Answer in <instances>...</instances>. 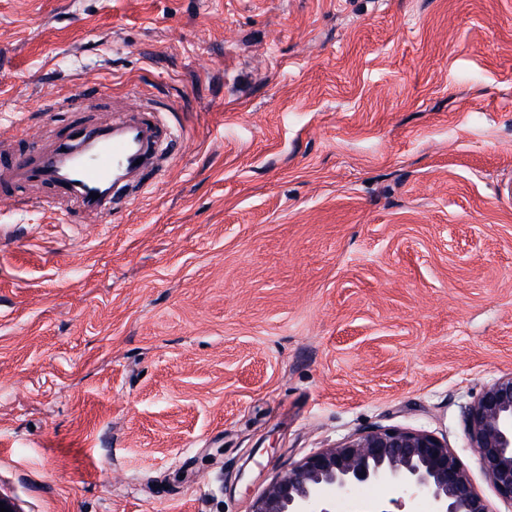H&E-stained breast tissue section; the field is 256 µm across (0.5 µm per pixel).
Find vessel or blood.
I'll return each mask as SVG.
<instances>
[{
  "label": "vessel or blood",
  "mask_w": 512,
  "mask_h": 512,
  "mask_svg": "<svg viewBox=\"0 0 512 512\" xmlns=\"http://www.w3.org/2000/svg\"><path fill=\"white\" fill-rule=\"evenodd\" d=\"M123 109L130 119L91 125L77 113L51 140L29 131L16 135L15 145H0V202L15 203L41 189L45 204L76 202L86 219L100 222L126 211L149 190L147 173L168 160L155 144L179 136L143 104L140 92H130Z\"/></svg>",
  "instance_id": "vessel-or-blood-1"
}]
</instances>
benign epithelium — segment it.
I'll return each mask as SVG.
<instances>
[{"instance_id": "7a95c632", "label": "benign epithelium", "mask_w": 512, "mask_h": 512, "mask_svg": "<svg viewBox=\"0 0 512 512\" xmlns=\"http://www.w3.org/2000/svg\"><path fill=\"white\" fill-rule=\"evenodd\" d=\"M465 430L488 480L512 504V374L466 409ZM363 484L423 496L429 512H492L445 439L397 427L350 436L304 458L269 484L251 512H330L325 491L346 497Z\"/></svg>"}]
</instances>
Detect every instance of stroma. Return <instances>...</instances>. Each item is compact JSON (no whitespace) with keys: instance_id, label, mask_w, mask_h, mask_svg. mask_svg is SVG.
<instances>
[{"instance_id":"35a3bbf8","label":"stroma","mask_w":512,"mask_h":512,"mask_svg":"<svg viewBox=\"0 0 512 512\" xmlns=\"http://www.w3.org/2000/svg\"><path fill=\"white\" fill-rule=\"evenodd\" d=\"M139 90L182 149L104 224L0 205V493L250 512L512 374V0H0V131Z\"/></svg>"}]
</instances>
